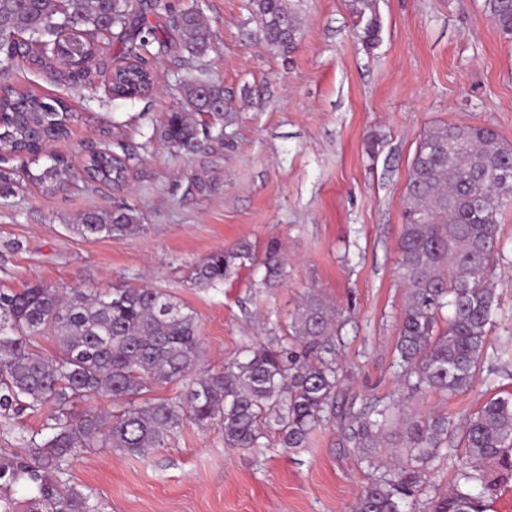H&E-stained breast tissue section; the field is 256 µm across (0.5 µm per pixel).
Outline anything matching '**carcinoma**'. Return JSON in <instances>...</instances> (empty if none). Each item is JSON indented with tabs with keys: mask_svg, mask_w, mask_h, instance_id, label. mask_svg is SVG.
<instances>
[{
	"mask_svg": "<svg viewBox=\"0 0 512 512\" xmlns=\"http://www.w3.org/2000/svg\"><path fill=\"white\" fill-rule=\"evenodd\" d=\"M377 0H354L359 39L380 40ZM500 34L512 40V0H485ZM260 39L283 55L300 31L289 0H250ZM128 0H0V73L18 60L46 69L55 62L35 53L57 45L67 57L70 82L89 79L97 36L105 29L127 39ZM179 47L192 58L212 48L209 28L190 9L172 18ZM143 58L113 71L110 91L132 98L151 89ZM224 87L205 78L185 82L181 109L169 112L161 138L176 152L197 155L207 147L211 124H224ZM69 106L59 97L0 84V153L25 148L38 156L69 136ZM27 180L53 192L76 176L120 187L126 156L94 152L81 172L61 154ZM14 172L0 169V198L15 192ZM512 210V143L487 127L437 124L423 135L412 162L399 240V278L406 287L396 351L414 386L450 396L470 391L487 359V336L498 306L491 279L503 250L498 229ZM84 238L124 237L141 230L126 208L85 212L69 225ZM236 253L216 252L194 268L196 285L224 279ZM264 281L279 282L284 262L274 250L263 262ZM450 309L443 321L444 309ZM337 310L309 296L291 323V334L272 349L259 345L224 365L218 374L196 373L203 347L194 312L156 288H114L88 295L73 288L34 285L0 290V413L48 410L41 440L30 439L26 457L0 458V512H99L90 493L60 479L86 448H115L144 456L163 448L187 420H224L228 448H256L272 419L284 448L305 447L321 414L336 401L340 379L332 354ZM53 338L57 354L38 351ZM192 377L188 400L147 399L150 387ZM108 397L119 414L79 404ZM396 404L375 403L345 418L346 438L372 466L389 449L388 475L360 491L350 512H406L414 498L428 497L427 512H489L490 501L512 482V394L492 396L457 427L435 415L396 420ZM458 437L459 469L451 488L431 489L428 466ZM18 484L32 494H9Z\"/></svg>",
	"mask_w": 512,
	"mask_h": 512,
	"instance_id": "cac0c4a2",
	"label": "carcinoma"
}]
</instances>
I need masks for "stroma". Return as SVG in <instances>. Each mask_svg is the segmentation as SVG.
I'll return each instance as SVG.
<instances>
[{"instance_id": "1", "label": "stroma", "mask_w": 512, "mask_h": 512, "mask_svg": "<svg viewBox=\"0 0 512 512\" xmlns=\"http://www.w3.org/2000/svg\"><path fill=\"white\" fill-rule=\"evenodd\" d=\"M133 18L160 41L100 38L89 82L22 62L11 82L64 98L70 136L50 150L83 167L103 146L128 158L119 188L83 181L53 193L20 182L0 199V289L34 284L106 293L160 288L192 310L202 372H222L246 347L270 346L309 294L339 313L334 342L341 389L306 447L288 450L267 427L263 447L224 445V424L185 423L146 457L89 448L63 479L89 491L101 512H349L357 494L386 473L361 463L339 426L349 408L394 398L452 422L477 410L488 388L512 392V362L487 360L491 382L446 397L412 388L394 352L405 291L398 241L406 185L425 131L435 124L483 126L512 142V42L484 0H377L381 39L354 33L352 0H292L300 38L284 57L257 36L249 0H134ZM198 10L213 38L190 61L168 18ZM142 56L158 76L135 98L112 97L106 79ZM204 74L224 87L229 114L206 152L185 156L159 138L178 110L183 83ZM125 207L143 224L131 237L85 240L70 224L91 209ZM504 251L493 279L499 307L489 351L512 343V211L500 220ZM247 245L224 280L193 282L197 264ZM285 260L265 285L269 251ZM46 412L0 415V455L23 456Z\"/></svg>"}]
</instances>
